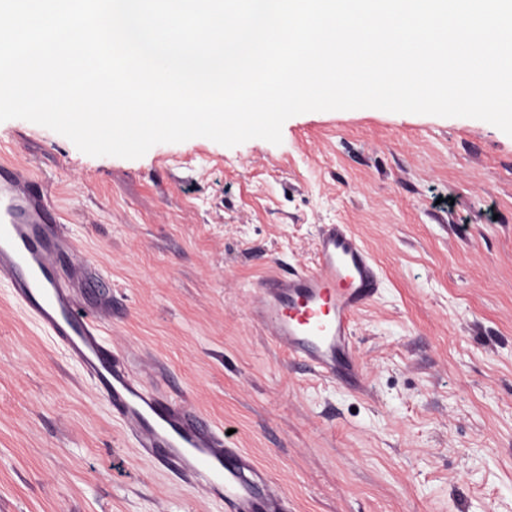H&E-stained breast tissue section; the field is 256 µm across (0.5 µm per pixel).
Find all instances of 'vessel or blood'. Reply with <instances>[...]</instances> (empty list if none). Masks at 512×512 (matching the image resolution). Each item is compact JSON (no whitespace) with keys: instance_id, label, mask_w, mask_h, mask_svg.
Here are the masks:
<instances>
[{"instance_id":"obj_1","label":"vessel or blood","mask_w":512,"mask_h":512,"mask_svg":"<svg viewBox=\"0 0 512 512\" xmlns=\"http://www.w3.org/2000/svg\"><path fill=\"white\" fill-rule=\"evenodd\" d=\"M14 301L91 382L150 460L222 500L225 512H289L284 490L230 435L199 420L187 400L147 384L104 337L88 309L87 263L39 176L0 163V277ZM380 269L345 224H323L314 267L257 279L248 312L266 336L330 381L362 390L356 316L380 293Z\"/></svg>"}]
</instances>
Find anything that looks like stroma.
Instances as JSON below:
<instances>
[{"label":"stroma","instance_id":"35a3bbf8","mask_svg":"<svg viewBox=\"0 0 512 512\" xmlns=\"http://www.w3.org/2000/svg\"><path fill=\"white\" fill-rule=\"evenodd\" d=\"M112 304L104 334L231 431L291 512H512V137L375 108L287 119L282 142L196 137L93 157L0 122ZM376 259L358 313L366 389L299 365L250 319L271 265L312 267L319 225ZM0 512H224L141 457L0 278Z\"/></svg>","mask_w":512,"mask_h":512}]
</instances>
